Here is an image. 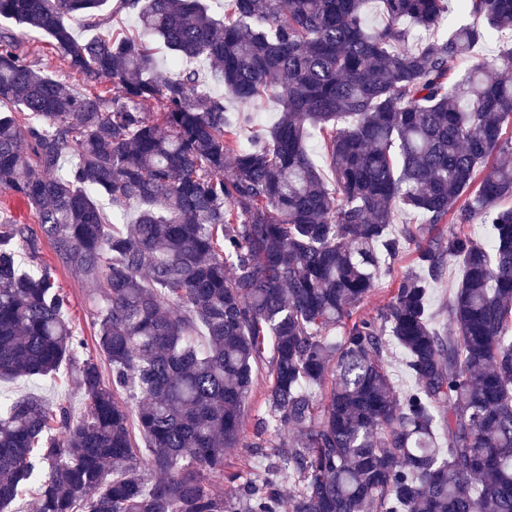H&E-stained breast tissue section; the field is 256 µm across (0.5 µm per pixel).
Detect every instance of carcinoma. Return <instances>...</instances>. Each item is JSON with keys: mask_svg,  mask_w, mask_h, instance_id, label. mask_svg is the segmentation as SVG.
Masks as SVG:
<instances>
[{"mask_svg": "<svg viewBox=\"0 0 512 512\" xmlns=\"http://www.w3.org/2000/svg\"><path fill=\"white\" fill-rule=\"evenodd\" d=\"M108 2L0 0V20L48 35L77 81L0 29V188L89 283L96 351L51 272L19 267L38 236L0 224V380L68 364L88 401L78 420L37 396L0 403V509L37 481V512H281L286 496L291 512H512V47L497 77L474 56L512 31V0H456L485 26L419 46L411 30L439 29L448 0H380L374 30L368 0H229L222 17L206 0H116L138 29L115 37ZM72 14L95 35L76 39ZM199 58L225 95L183 66ZM227 95H271L280 116L242 145ZM98 195L137 220L113 227ZM398 209L424 225L389 234ZM475 222L491 246L465 232ZM455 262L441 334L428 289ZM385 277L390 299L362 313ZM391 341L417 379L402 394ZM262 366L267 414L249 434ZM233 448L263 468L226 493L213 480Z\"/></svg>", "mask_w": 512, "mask_h": 512, "instance_id": "cac0c4a2", "label": "carcinoma"}]
</instances>
